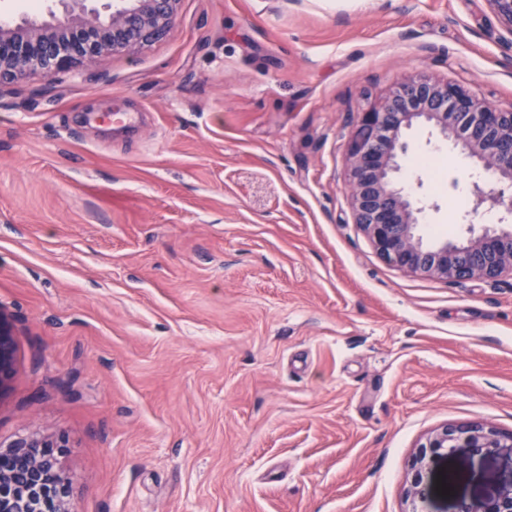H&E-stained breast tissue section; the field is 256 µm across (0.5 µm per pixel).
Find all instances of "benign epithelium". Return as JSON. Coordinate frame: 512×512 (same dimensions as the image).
Listing matches in <instances>:
<instances>
[{
  "mask_svg": "<svg viewBox=\"0 0 512 512\" xmlns=\"http://www.w3.org/2000/svg\"><path fill=\"white\" fill-rule=\"evenodd\" d=\"M58 2L60 15L50 8L43 18L0 19V86L30 74L51 77L160 40L179 0H119L101 9L96 0ZM487 2L512 35V0ZM415 125L451 141L489 174V187L474 185V196L476 206L499 214L497 224L479 231L469 225L462 240L427 242L418 234L422 209L398 185L404 133ZM347 164L354 223L389 263L446 282L512 275V111H499L456 84L426 75L405 78L380 104L357 113ZM15 351L12 324L0 311V397L14 375ZM63 447L61 439L24 435L0 450V512H73L59 467ZM457 448L512 451V432L479 422L447 424L428 437L417 462ZM455 512H512V484L481 502L462 499Z\"/></svg>",
  "mask_w": 512,
  "mask_h": 512,
  "instance_id": "benign-epithelium-1",
  "label": "benign epithelium"
}]
</instances>
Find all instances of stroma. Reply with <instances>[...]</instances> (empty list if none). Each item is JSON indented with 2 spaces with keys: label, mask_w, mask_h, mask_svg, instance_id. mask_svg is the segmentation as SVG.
<instances>
[{
  "label": "stroma",
  "mask_w": 512,
  "mask_h": 512,
  "mask_svg": "<svg viewBox=\"0 0 512 512\" xmlns=\"http://www.w3.org/2000/svg\"><path fill=\"white\" fill-rule=\"evenodd\" d=\"M404 75L511 111L512 34L487 0H180L162 41L0 86V441L64 438L75 512H409L434 431L512 432V277L398 269L353 222V120ZM405 138L425 240L494 223ZM421 473L453 512L512 454ZM15 351L12 324L0 310V397L7 392L14 375Z\"/></svg>",
  "instance_id": "stroma-1"
}]
</instances>
